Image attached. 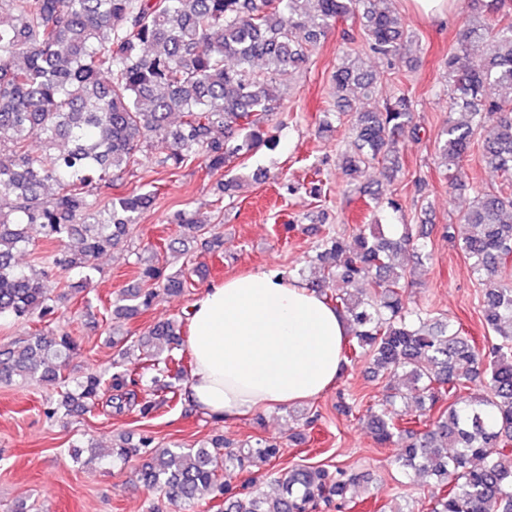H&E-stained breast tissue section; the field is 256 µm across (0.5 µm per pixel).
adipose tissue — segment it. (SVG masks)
<instances>
[{"instance_id": "ef3b65f1", "label": "adipose tissue", "mask_w": 512, "mask_h": 512, "mask_svg": "<svg viewBox=\"0 0 512 512\" xmlns=\"http://www.w3.org/2000/svg\"><path fill=\"white\" fill-rule=\"evenodd\" d=\"M187 323L188 396L218 421L313 399L341 372L346 323L298 277L225 279L197 298Z\"/></svg>"}]
</instances>
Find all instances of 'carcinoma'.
I'll return each mask as SVG.
<instances>
[{"mask_svg": "<svg viewBox=\"0 0 512 512\" xmlns=\"http://www.w3.org/2000/svg\"><path fill=\"white\" fill-rule=\"evenodd\" d=\"M364 19L370 50L396 54L409 30L392 0H0V317L43 319L54 313L44 281L56 268L81 269L77 289L89 286L93 260L126 241L156 191L108 195L112 175L149 160L162 169L200 159L210 174L233 158L270 145L265 125L283 109L277 79L305 61L337 21ZM461 44H481L483 65H464L451 52L444 74L453 112L443 129L439 154L452 183L462 161L483 134L487 162L512 174V20L473 17ZM233 60V66L225 62ZM264 62L256 68L255 61ZM372 75L353 61L336 70V107L352 108L346 92L371 93ZM498 96L490 98L487 89ZM180 121L173 123L172 116ZM410 98L357 112L354 151L342 156L352 172L379 158L399 168L391 145L412 125ZM41 151L30 150L32 139ZM169 151L152 154L154 140ZM471 231L460 249L482 285V320L498 341L482 347L462 327L426 306H409L412 271L406 253L420 259L424 242L404 225L399 235L359 226L351 235L328 234L317 246L324 277L342 282L330 304L348 325L343 357L366 362L386 379L382 402L368 408L375 443L397 448L390 465L434 480L428 512H512V197L479 189L460 217ZM171 223L223 239L183 211ZM49 244L77 239L80 249H58L21 267L14 252L32 242L31 230ZM139 279L150 285L122 294L112 305L116 319L150 309L159 290L192 287L185 267L173 272L147 261ZM369 280L364 295L356 284ZM182 324L160 322L148 335L125 340L112 373L90 372L69 387L59 373L73 341L36 337L0 349V375L48 382L57 388L55 416L107 399L115 411L127 404L123 388L138 384V370L152 372L142 415L177 397L188 375L174 349ZM135 366L123 360L148 342ZM110 455L139 457L140 480L184 512L224 499V512H345L361 476L343 465H296L276 472L280 492L267 495L233 478L281 456L278 442L248 437L237 443L217 434L198 448H160L150 435L138 443H115Z\"/></svg>", "mask_w": 512, "mask_h": 512, "instance_id": "1", "label": "carcinoma"}]
</instances>
